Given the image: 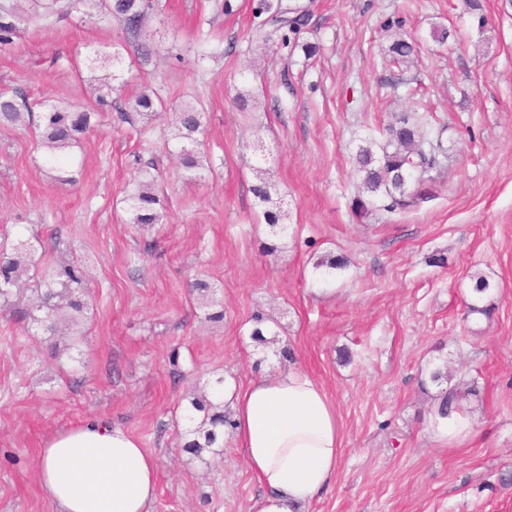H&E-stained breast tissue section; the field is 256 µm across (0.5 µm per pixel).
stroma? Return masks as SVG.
I'll list each match as a JSON object with an SVG mask.
<instances>
[{"label":"stroma","instance_id":"stroma-1","mask_svg":"<svg viewBox=\"0 0 512 512\" xmlns=\"http://www.w3.org/2000/svg\"><path fill=\"white\" fill-rule=\"evenodd\" d=\"M304 2L305 25L263 49L251 40L259 0H160L139 41L80 0L0 50V93L83 103L103 75L87 58L123 46L113 100L149 87L195 105L204 125L194 171L168 153L162 111L130 124L103 110L54 166L25 127L0 125V242L39 238L41 267L85 260L92 295L81 335L53 346L13 317L29 293L0 302V512H57L38 452L86 422L154 457L150 512H251L261 488L234 431L221 454H192L186 414L218 380L244 386L292 363L321 383L342 431L336 478L305 512H512V0H485L482 27L463 0ZM395 28L416 47L391 66ZM241 93L255 108L240 110ZM417 103L446 150L423 201L357 217L359 145ZM142 160L160 175L162 214L145 229L124 202ZM260 160L288 212L277 240L250 191ZM336 256L348 267L315 283L316 262ZM196 276L213 305L189 293ZM480 276L492 318L466 324ZM259 312L279 345L253 341ZM441 368L478 389L466 402L476 434L452 449L426 431Z\"/></svg>","mask_w":512,"mask_h":512}]
</instances>
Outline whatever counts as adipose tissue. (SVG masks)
<instances>
[{
    "label": "adipose tissue",
    "instance_id": "1",
    "mask_svg": "<svg viewBox=\"0 0 512 512\" xmlns=\"http://www.w3.org/2000/svg\"><path fill=\"white\" fill-rule=\"evenodd\" d=\"M235 435L262 493L254 512H297L335 479L342 434L334 405L307 371L292 366L237 389L223 390ZM477 417L430 409L427 430L437 446L470 440ZM41 487L58 512H149L157 466L125 431L87 423L57 433L37 461Z\"/></svg>",
    "mask_w": 512,
    "mask_h": 512
}]
</instances>
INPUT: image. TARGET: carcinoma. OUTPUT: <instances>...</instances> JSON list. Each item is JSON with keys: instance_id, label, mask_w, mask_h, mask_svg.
Segmentation results:
<instances>
[{"instance_id": "cac0c4a2", "label": "carcinoma", "mask_w": 512, "mask_h": 512, "mask_svg": "<svg viewBox=\"0 0 512 512\" xmlns=\"http://www.w3.org/2000/svg\"><path fill=\"white\" fill-rule=\"evenodd\" d=\"M61 0H0V47L14 43L22 24H36L48 19L58 11ZM96 6L112 15L134 38L142 37L149 14L157 8L154 0H97ZM257 15L264 19L256 26L252 40L267 43V28L287 30L295 33L304 25L308 16L307 6L298 0H260ZM394 61H403L413 52V44L399 36L388 49ZM43 112L34 120L32 106L26 96L16 93L0 95V123L37 124L40 129L38 143L45 149V160L49 164L58 161L60 154L80 144L82 137L95 123L96 113L78 109L60 101L45 100L39 103ZM155 93H142L136 97L130 108L116 106L125 115L131 111L147 118L157 111ZM202 133L201 115L190 106L177 112V119L171 131V139L181 144L178 154L180 164L187 169L199 166L195 150L186 143L196 142L195 135ZM444 153L440 132H435L418 110L404 114L399 120L385 128L381 143L369 141L359 146L356 155L359 172L362 173V189L366 197L355 201V209L368 213L381 200L389 201L386 208L406 211L417 206L420 200L419 186L429 178V173L438 165V156ZM256 180L251 192L264 206L263 219L272 234L278 236L287 232L285 218L278 202L273 199L275 185L269 170L261 165L254 168ZM126 202L130 223L150 226L160 221L158 211L160 199L156 192L154 176L145 169L139 170L133 178V189ZM33 245L27 239H18L12 253H0V299L8 301L14 293L20 278L28 271L32 262ZM341 257L331 258L316 264V276L321 281L335 277L336 271L347 267ZM42 281L47 289H34L30 305L14 311L16 317L36 325L44 335L53 337L73 332V327L85 317L87 304L84 296L88 288L85 263L63 262L49 265L44 269ZM477 393L476 382L460 379L455 384L441 389L439 412L448 415L462 406L463 399ZM232 424L230 412L224 410V403H209V412L189 434L195 439L185 444L186 449L202 453L212 450L224 426Z\"/></svg>"}]
</instances>
